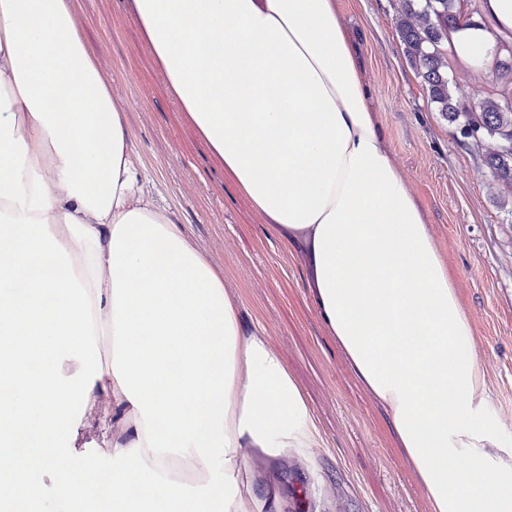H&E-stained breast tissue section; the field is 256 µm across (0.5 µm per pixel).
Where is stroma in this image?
Wrapping results in <instances>:
<instances>
[{
	"label": "stroma",
	"instance_id": "stroma-1",
	"mask_svg": "<svg viewBox=\"0 0 512 512\" xmlns=\"http://www.w3.org/2000/svg\"><path fill=\"white\" fill-rule=\"evenodd\" d=\"M391 155L423 208L473 330L500 439L512 443V204L481 151L430 104L396 29L399 0H338ZM87 53L125 111L143 183L224 275L246 333L275 350L307 402L319 447L254 464L299 490L284 512H429L383 409L356 381L313 307L300 254L288 250L178 111L132 0H75ZM465 102L499 83L493 57L448 54Z\"/></svg>",
	"mask_w": 512,
	"mask_h": 512
}]
</instances>
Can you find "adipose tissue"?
Returning a JSON list of instances; mask_svg holds the SVG:
<instances>
[{
    "mask_svg": "<svg viewBox=\"0 0 512 512\" xmlns=\"http://www.w3.org/2000/svg\"><path fill=\"white\" fill-rule=\"evenodd\" d=\"M170 94L288 248L430 512H512V446L336 0H133ZM453 31L512 38V0ZM0 512H239L250 452L318 447L224 275L138 185L74 0H0Z\"/></svg>",
    "mask_w": 512,
    "mask_h": 512,
    "instance_id": "obj_1",
    "label": "adipose tissue"
}]
</instances>
